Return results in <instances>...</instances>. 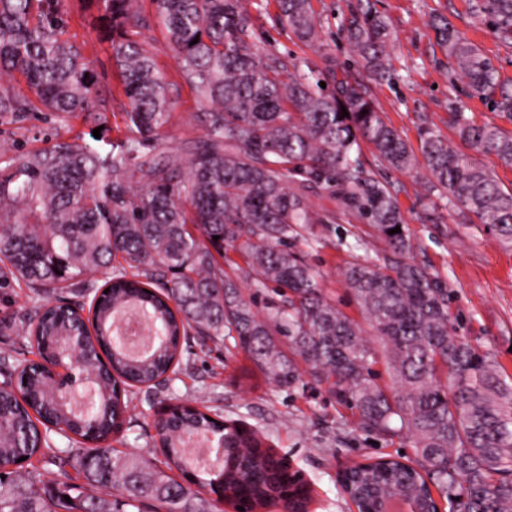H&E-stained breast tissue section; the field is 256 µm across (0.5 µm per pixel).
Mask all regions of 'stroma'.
<instances>
[{
    "label": "stroma",
    "instance_id": "stroma-1",
    "mask_svg": "<svg viewBox=\"0 0 512 512\" xmlns=\"http://www.w3.org/2000/svg\"><path fill=\"white\" fill-rule=\"evenodd\" d=\"M352 0H313L324 20L323 43L341 68L358 74L359 66L340 32L339 18ZM376 9L393 22L397 39L393 63L403 79L375 88L377 104L387 118L409 139H416L420 116H427L441 132H448L450 100L463 103L476 122L497 121L512 133V122L469 95L466 81L454 69L433 61L434 34L430 14L446 15L453 24L492 59L502 78L512 80V48L501 45L477 19L468 13L465 0H373ZM69 24L78 35L83 53L95 71L101 94H112L110 110L101 132L102 141L117 135L121 113L127 103L112 70L110 44L99 30L98 10L93 0H69ZM259 46L275 45L285 56L313 57L312 49L291 41L276 19L275 8L259 14L256 24ZM202 110L195 94L182 88L176 118L166 135L170 146L179 147L198 138L203 129L197 119ZM55 122L42 115L29 116L21 134L0 125V156L14 157L17 147L37 150L47 147ZM388 181L399 190L410 235L418 245L417 262L448 283L450 307L459 333L481 352L495 360L502 379L512 385V248L485 227L472 224L457 208L443 211V221L431 223L433 199L424 195L425 169L392 171ZM357 234L368 245V256L383 248L372 227L338 224L327 235L323 248L308 251L306 259L324 279V285L351 317H359L339 275L347 255L339 238ZM39 305L26 288H0V357L28 359L30 340L21 321L33 316ZM132 416L114 447L147 459L158 456L153 446L154 420L170 404L184 401L259 431L278 456L287 458L307 484L308 512H357L337 482L338 471L347 464L372 461L407 449L403 439L376 440L357 427L352 411L339 404L325 388L310 383L287 390L270 383L248 356L234 348L201 345L189 337L183 345L180 365L167 384L133 390L129 395Z\"/></svg>",
    "mask_w": 512,
    "mask_h": 512
}]
</instances>
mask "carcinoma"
Instances as JSON below:
<instances>
[{"mask_svg": "<svg viewBox=\"0 0 512 512\" xmlns=\"http://www.w3.org/2000/svg\"><path fill=\"white\" fill-rule=\"evenodd\" d=\"M92 2L127 99L122 135L103 150L95 137L58 134L47 148L0 161V285L93 294L85 317L60 301L22 321L36 359L0 374V512H224L226 502L259 512L289 488L292 512H306L301 479L272 446L190 405H171L157 420L159 463L112 448L129 412L126 388L167 380L189 335L233 341L279 387L305 377L326 384L358 427L409 439L416 466L394 459L337 478L357 512H376L387 495L435 512L432 488L460 512H512V387L456 335L448 284L412 259L417 245L381 170L424 161L425 195L461 206L510 248L512 190L427 119L414 146L379 109L371 85L397 76L388 18L372 0H356L341 20L359 78L322 49L312 0L274 2L278 23L315 49L320 66L257 47L252 11L265 0H151L150 13L140 0ZM468 8L512 47V0H468ZM431 27L472 95L512 121V80L448 17L433 16ZM153 28L175 53L176 82L145 40ZM17 75L23 84H0L1 125L31 112L61 124L107 119L65 0H0V80ZM183 86L203 104L204 134L174 148L165 131ZM448 124L459 142L512 165L511 133L454 103ZM320 191L336 209L313 204ZM342 219L371 225L386 246L369 259L355 254L360 239L339 242L351 257L340 276L362 323L296 249L322 243L314 225L328 230ZM226 246L239 247L245 266ZM105 268L111 276L98 279ZM232 270L273 290L266 310ZM365 324L382 345L388 389L376 382ZM52 433L87 448L63 458ZM188 433L222 435L228 451L213 465L196 463ZM50 464L71 466L83 483L43 480Z\"/></svg>", "mask_w": 512, "mask_h": 512, "instance_id": "carcinoma-1", "label": "carcinoma"}]
</instances>
